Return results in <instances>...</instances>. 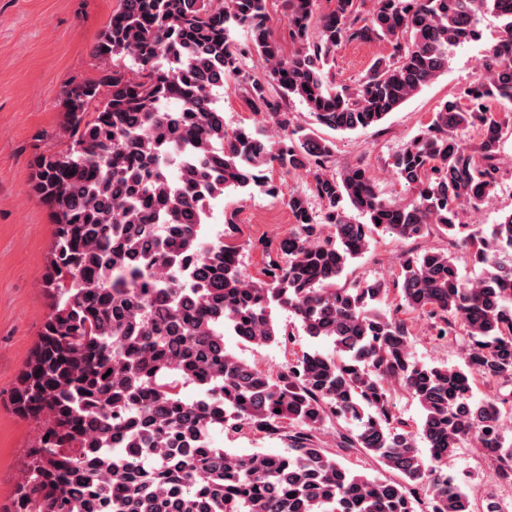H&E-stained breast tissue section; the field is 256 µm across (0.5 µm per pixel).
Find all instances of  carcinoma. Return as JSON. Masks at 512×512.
<instances>
[{
  "mask_svg": "<svg viewBox=\"0 0 512 512\" xmlns=\"http://www.w3.org/2000/svg\"><path fill=\"white\" fill-rule=\"evenodd\" d=\"M315 2L284 0L299 43L288 57L266 0H121L99 35L98 77L66 92L71 142L33 176L56 224L52 303L13 393L15 410L40 426L14 512H477L447 471L466 440L512 486V392L475 396L480 385L512 382V212L488 228L458 222L495 192L512 128L509 113L485 105L512 102V0H373L367 15L358 0H335L319 17ZM487 14L504 36L468 103L444 102L394 156L395 174L416 191L409 201L381 197L360 164L331 171L334 144L283 108L294 97L331 130L376 126L447 70L450 48L477 39ZM238 26L278 90L270 97L252 80L241 98L274 135L226 130L214 104L237 69ZM381 40L393 53L355 87L336 85V47ZM468 129L472 146L457 135ZM276 167L305 175L309 192L289 197L293 229L262 243L267 262L254 279L236 246L202 240V228L224 192L273 191ZM379 232L412 241L437 232L448 248L403 253L389 281L336 286ZM459 250L486 275L463 279ZM283 311L292 321H280ZM421 315L437 337L463 338L464 366L413 356ZM227 334L281 347L286 363L273 372L247 362L225 348ZM300 334L334 351L299 348ZM396 385L421 408L416 430L393 411ZM334 420L336 448L371 455L400 480L328 453L320 434ZM217 430L278 438L287 451L232 453L212 441Z\"/></svg>",
  "mask_w": 512,
  "mask_h": 512,
  "instance_id": "carcinoma-1",
  "label": "carcinoma"
}]
</instances>
